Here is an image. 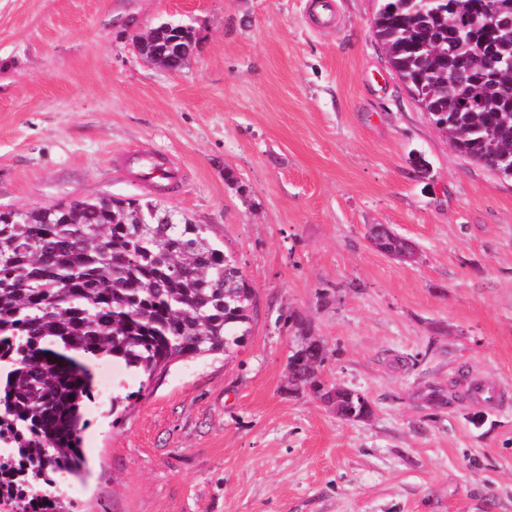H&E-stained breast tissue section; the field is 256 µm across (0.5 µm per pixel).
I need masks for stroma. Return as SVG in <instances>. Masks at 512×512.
<instances>
[{
	"label": "stroma",
	"instance_id": "obj_1",
	"mask_svg": "<svg viewBox=\"0 0 512 512\" xmlns=\"http://www.w3.org/2000/svg\"><path fill=\"white\" fill-rule=\"evenodd\" d=\"M335 2L319 28L312 0H0V210L154 197L254 294L232 353L150 381L91 362L89 474L53 490L70 512H512V180L410 95L382 0ZM163 23L196 37L176 73L137 51ZM130 150L175 160L179 186L146 187L114 161ZM296 315L370 418L289 391ZM478 376L506 399L472 400Z\"/></svg>",
	"mask_w": 512,
	"mask_h": 512
}]
</instances>
